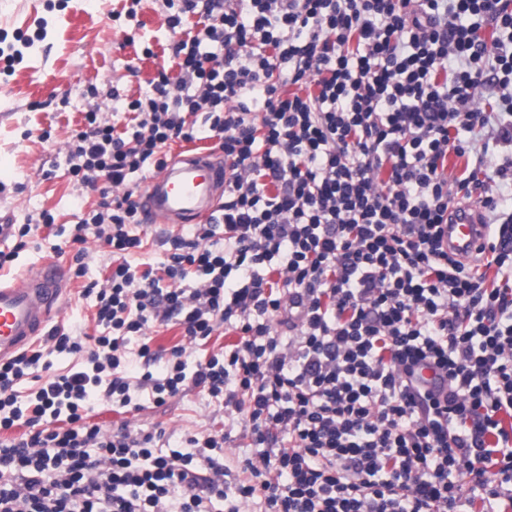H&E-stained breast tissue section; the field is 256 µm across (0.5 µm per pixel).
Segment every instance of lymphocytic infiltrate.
Returning a JSON list of instances; mask_svg holds the SVG:
<instances>
[{
  "instance_id": "lymphocytic-infiltrate-1",
  "label": "lymphocytic infiltrate",
  "mask_w": 512,
  "mask_h": 512,
  "mask_svg": "<svg viewBox=\"0 0 512 512\" xmlns=\"http://www.w3.org/2000/svg\"><path fill=\"white\" fill-rule=\"evenodd\" d=\"M202 24L174 47L177 76L159 70L129 102L131 136L92 110L69 145L78 185L120 190L72 236L93 228L109 248L84 289L107 332L84 369L47 375L25 404L16 386L46 348L84 352L80 339L54 332L0 363V432L21 431L0 439V512H239L258 490L265 512H512V298L443 240L461 132L487 126L512 148V0H242ZM308 82L316 94L286 91ZM214 137L223 203L194 239L168 236L160 274L137 272L131 177L162 170L173 141ZM495 177L512 180V161L457 186L479 197L480 261L511 281ZM275 260L281 290L259 271ZM152 320L194 341L231 324L241 339L192 368L173 347L161 375L135 378L126 342ZM191 385L244 414L257 456L242 469L258 485H227L225 436L166 450L161 432L90 420L93 401L124 408L146 389L163 405Z\"/></svg>"
}]
</instances>
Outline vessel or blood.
Segmentation results:
<instances>
[{
  "label": "vessel or blood",
  "mask_w": 512,
  "mask_h": 512,
  "mask_svg": "<svg viewBox=\"0 0 512 512\" xmlns=\"http://www.w3.org/2000/svg\"><path fill=\"white\" fill-rule=\"evenodd\" d=\"M224 163L211 152L176 157L151 176L141 194V212L148 224H189L204 221L224 193ZM486 241L479 209L465 203L448 226V250L462 262L475 261ZM65 293L64 272L57 259L45 260L17 280L0 282V362L40 336L60 311Z\"/></svg>",
  "instance_id": "1"
}]
</instances>
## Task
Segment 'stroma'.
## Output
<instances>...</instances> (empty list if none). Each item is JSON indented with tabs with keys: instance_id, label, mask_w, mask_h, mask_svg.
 <instances>
[{
	"instance_id": "stroma-1",
	"label": "stroma",
	"mask_w": 512,
	"mask_h": 512,
	"mask_svg": "<svg viewBox=\"0 0 512 512\" xmlns=\"http://www.w3.org/2000/svg\"><path fill=\"white\" fill-rule=\"evenodd\" d=\"M131 10L136 13L132 19L127 16ZM166 16L163 0H0V35L24 41L20 63L9 69L0 61V213H12L18 225L37 224L44 211L55 218L53 228L38 227L27 237L16 259L0 267V279L12 280L50 255L68 269L76 253H83L86 274L67 276L66 301L48 327L84 335L87 348L100 329L94 320L95 300L82 291L100 278L108 248L91 232L83 245L72 242L82 207L96 206L101 196L70 177L69 144L84 129L89 110L125 128L129 102L151 93L157 72L165 68L177 76L171 47L186 32L198 30L200 17L189 15L175 32ZM239 339L238 330L223 326L201 345L175 323L152 322L143 337L132 338L127 346L130 373H159L177 345L184 347L192 367ZM144 342L160 353L159 361L148 365L138 357ZM132 401L126 408L95 405L91 420L106 434L121 428L164 430L170 448H185L191 435H225V480L246 481L240 462L255 450L242 415L233 408L212 402L206 390L194 386L162 406L153 404L144 390L133 392Z\"/></svg>"
}]
</instances>
